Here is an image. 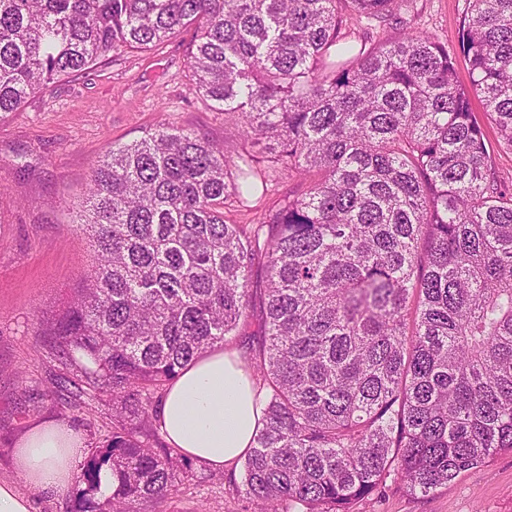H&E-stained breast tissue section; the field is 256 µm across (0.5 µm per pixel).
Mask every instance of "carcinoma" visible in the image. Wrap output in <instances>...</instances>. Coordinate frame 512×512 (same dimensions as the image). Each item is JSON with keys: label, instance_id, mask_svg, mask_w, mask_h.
Instances as JSON below:
<instances>
[{"label": "carcinoma", "instance_id": "obj_1", "mask_svg": "<svg viewBox=\"0 0 512 512\" xmlns=\"http://www.w3.org/2000/svg\"><path fill=\"white\" fill-rule=\"evenodd\" d=\"M399 2L0 0V115L191 27L193 90L240 134L228 156L162 123L93 163L97 261L53 331L78 375L56 384L112 395V440L81 464L73 512L171 493L184 463L151 395L245 335L257 265L263 426L233 484L256 512H352L389 479L426 495L512 452V184L495 163L512 152V0H465L466 84L426 30L355 36ZM235 205L257 222L227 223Z\"/></svg>", "mask_w": 512, "mask_h": 512}]
</instances>
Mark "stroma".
Returning a JSON list of instances; mask_svg holds the SVG:
<instances>
[{"instance_id":"obj_1","label":"stroma","mask_w":512,"mask_h":512,"mask_svg":"<svg viewBox=\"0 0 512 512\" xmlns=\"http://www.w3.org/2000/svg\"><path fill=\"white\" fill-rule=\"evenodd\" d=\"M464 7L465 0H410L399 15L436 34L460 63ZM191 36L187 29L153 50L115 56L48 85L0 118V480L17 481L10 449L32 421L65 422L88 449L112 438L111 396L58 390L66 368L52 354L51 327L95 263L89 236L76 228L94 161L161 121L229 151L237 144L233 118L192 89ZM190 470L176 491L142 512H253L229 484L240 466L214 470L194 462ZM354 512H512V453L426 496L387 483Z\"/></svg>"}]
</instances>
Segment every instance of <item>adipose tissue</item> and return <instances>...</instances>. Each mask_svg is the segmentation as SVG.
Returning a JSON list of instances; mask_svg holds the SVG:
<instances>
[{"label":"adipose tissue","instance_id":"adipose-tissue-1","mask_svg":"<svg viewBox=\"0 0 512 512\" xmlns=\"http://www.w3.org/2000/svg\"><path fill=\"white\" fill-rule=\"evenodd\" d=\"M158 422L169 446L186 458L214 469L240 461L262 423L239 352L216 349L183 369L164 394ZM11 453L28 486L62 497L76 480L84 448L71 427L43 419L30 425Z\"/></svg>","mask_w":512,"mask_h":512}]
</instances>
